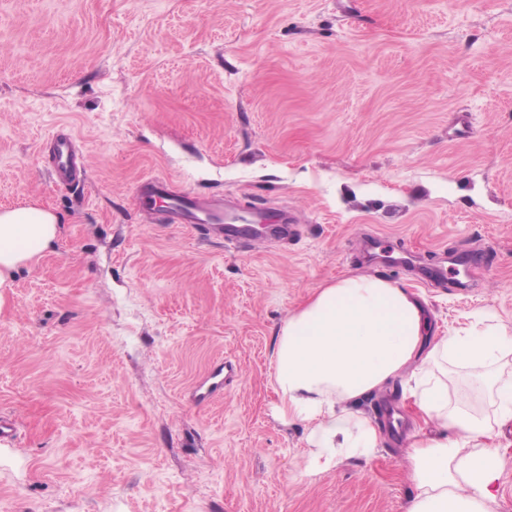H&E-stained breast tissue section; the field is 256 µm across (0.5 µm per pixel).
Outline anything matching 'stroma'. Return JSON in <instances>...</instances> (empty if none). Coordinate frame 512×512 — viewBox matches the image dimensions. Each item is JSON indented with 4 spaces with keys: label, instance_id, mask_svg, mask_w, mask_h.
Returning <instances> with one entry per match:
<instances>
[{
    "label": "stroma",
    "instance_id": "1",
    "mask_svg": "<svg viewBox=\"0 0 512 512\" xmlns=\"http://www.w3.org/2000/svg\"><path fill=\"white\" fill-rule=\"evenodd\" d=\"M56 130L79 186L52 176ZM150 176L300 231L149 222ZM32 201L61 224L0 304V512H406L402 382L365 407L391 398L404 435L316 472L275 341L344 276L409 288L426 338L485 314L512 335V0H0V206ZM491 432L486 510L512 512V422ZM224 367H225V369H227V371L225 372L224 378H222L221 380L212 382L206 388H205V384L208 380L194 388V390L192 392V397L196 402L203 403V402L209 401V400L213 399L219 393L222 384L223 383H224V385L226 384L229 373L233 371L232 365H228L227 363L224 364L223 362L216 363L214 365L212 372L210 374V377H209V379L219 378L224 371Z\"/></svg>",
    "mask_w": 512,
    "mask_h": 512
}]
</instances>
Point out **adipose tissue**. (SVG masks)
<instances>
[{"label": "adipose tissue", "instance_id": "obj_1", "mask_svg": "<svg viewBox=\"0 0 512 512\" xmlns=\"http://www.w3.org/2000/svg\"><path fill=\"white\" fill-rule=\"evenodd\" d=\"M59 224L36 203L0 209V302L16 272L54 246ZM425 327L418 300L392 282L350 276L317 289L280 328L278 412L309 425L311 468L366 460L385 434L359 410L361 399L409 376L422 422L436 428L411 443L415 494L406 512H486L499 450L486 418L453 405L437 372L489 368L512 353V338L497 327H472L429 343Z\"/></svg>", "mask_w": 512, "mask_h": 512}]
</instances>
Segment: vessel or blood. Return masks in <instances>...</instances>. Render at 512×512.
Listing matches in <instances>:
<instances>
[{
    "label": "vessel or blood",
    "mask_w": 512,
    "mask_h": 512,
    "mask_svg": "<svg viewBox=\"0 0 512 512\" xmlns=\"http://www.w3.org/2000/svg\"><path fill=\"white\" fill-rule=\"evenodd\" d=\"M53 161L60 178L68 183L78 178L80 171L77 155L69 139H56L53 145ZM135 196L145 214L164 224H181L191 231L207 235L231 244L252 243L256 237L243 215H227L224 200L192 191L174 190L162 178L154 177L137 184ZM165 201L164 210H156V201Z\"/></svg>",
    "instance_id": "1"
}]
</instances>
